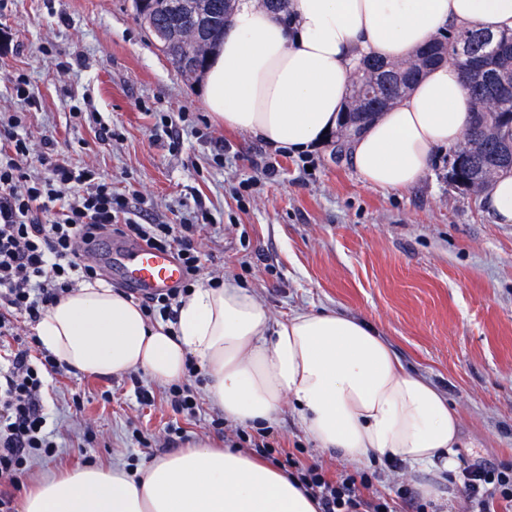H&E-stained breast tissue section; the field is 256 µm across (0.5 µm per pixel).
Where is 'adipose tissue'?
<instances>
[{"mask_svg":"<svg viewBox=\"0 0 512 512\" xmlns=\"http://www.w3.org/2000/svg\"><path fill=\"white\" fill-rule=\"evenodd\" d=\"M512 33V0H289L287 17L238 0L203 76L209 112L273 149L313 151L335 130L360 58L413 55L448 27ZM471 102L458 67L430 69L351 143L369 186L402 190L428 172L436 149L459 144ZM42 349L88 376L140 371L160 382L195 358L209 404L240 425L271 424L286 402L320 448L361 464L374 456L422 474L439 501L455 471L460 421L447 397L407 371L366 320L300 310L273 319L246 288L201 284L176 322H149L104 281L62 296L37 322ZM22 512H317L287 473L206 441L129 469L76 465L34 477Z\"/></svg>","mask_w":512,"mask_h":512,"instance_id":"ef3b65f1","label":"adipose tissue"}]
</instances>
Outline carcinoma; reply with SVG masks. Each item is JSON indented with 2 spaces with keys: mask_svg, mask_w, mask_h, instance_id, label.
Returning a JSON list of instances; mask_svg holds the SVG:
<instances>
[{
  "mask_svg": "<svg viewBox=\"0 0 512 512\" xmlns=\"http://www.w3.org/2000/svg\"><path fill=\"white\" fill-rule=\"evenodd\" d=\"M235 5L236 0H147L135 14L180 74L189 77L204 69L222 41ZM447 60L460 68L474 104L463 139L452 150V173L458 185L479 194L500 171L512 169V129L504 121L512 114V92L500 91L505 84L512 86V35L495 37L474 25L441 34L406 59L363 57L336 137L348 141L351 115L375 104L390 107L427 69Z\"/></svg>",
  "mask_w": 512,
  "mask_h": 512,
  "instance_id": "cac0c4a2",
  "label": "carcinoma"
}]
</instances>
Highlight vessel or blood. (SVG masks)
Returning <instances> with one entry per match:
<instances>
[{
    "mask_svg": "<svg viewBox=\"0 0 512 512\" xmlns=\"http://www.w3.org/2000/svg\"><path fill=\"white\" fill-rule=\"evenodd\" d=\"M103 260L120 268L125 284L142 295H150L172 287L183 277L179 262L172 253L145 244L115 251L111 240H104L98 250Z\"/></svg>",
    "mask_w": 512,
    "mask_h": 512,
    "instance_id": "b4317fda",
    "label": "vessel or blood"
}]
</instances>
